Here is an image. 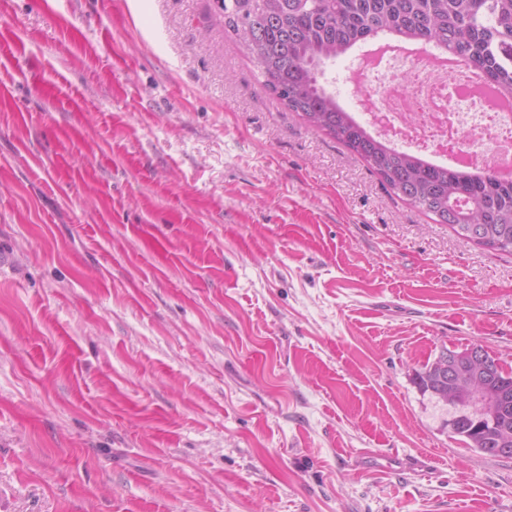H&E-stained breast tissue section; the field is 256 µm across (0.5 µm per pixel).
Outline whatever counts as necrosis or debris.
Here are the masks:
<instances>
[{"label":"necrosis or debris","mask_w":512,"mask_h":512,"mask_svg":"<svg viewBox=\"0 0 512 512\" xmlns=\"http://www.w3.org/2000/svg\"><path fill=\"white\" fill-rule=\"evenodd\" d=\"M409 72L381 68L360 84L363 122L393 146L436 163L489 169L512 180V113L499 112L496 93L470 91V70L435 69L419 51Z\"/></svg>","instance_id":"1"}]
</instances>
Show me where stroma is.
<instances>
[{
	"label": "stroma",
	"instance_id": "35a3bbf8",
	"mask_svg": "<svg viewBox=\"0 0 512 512\" xmlns=\"http://www.w3.org/2000/svg\"><path fill=\"white\" fill-rule=\"evenodd\" d=\"M469 345L512 366V254L285 109L214 0H0V512H512L414 383Z\"/></svg>",
	"mask_w": 512,
	"mask_h": 512
}]
</instances>
